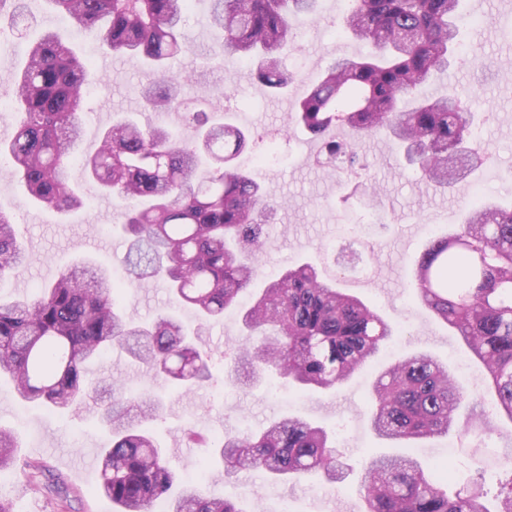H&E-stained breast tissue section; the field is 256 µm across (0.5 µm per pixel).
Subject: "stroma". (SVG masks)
Segmentation results:
<instances>
[{"mask_svg": "<svg viewBox=\"0 0 512 512\" xmlns=\"http://www.w3.org/2000/svg\"><path fill=\"white\" fill-rule=\"evenodd\" d=\"M206 7L205 0H193L186 22L190 48L170 61L169 70L192 80L193 92L209 97L226 122L249 131L251 155L272 149L279 155L277 164L258 172L275 207L274 221L266 227L265 277L297 262L311 263L324 277L335 279L338 288L360 297L394 323L399 334L388 344L379 366L363 368L329 392L288 389L272 370L252 388L230 382L225 369L241 329L235 310L203 330L200 341L211 354L213 378L201 387L185 392L154 379L145 365L130 361L117 346L88 365L89 378H115L132 392L161 396L163 408L151 430L179 478L200 475L205 494L253 500L261 512H277L285 502L295 512H363L362 465L382 455L412 456L430 473L442 462L444 452H451L448 487L459 488L474 473L459 437L380 440L370 428V397L380 366L425 350L455 371L468 403L485 407L487 420L499 430L498 442L512 441V425L490 410V400L481 389L482 366L471 361L459 337L422 307L413 293L417 262L427 241L458 228L460 213L468 208L477 184L497 173L498 181L487 188V197L512 198V12H490L479 0H464L467 28H483L489 39L477 42L464 37L465 48L453 70L424 89L428 96H443L452 89L469 99L479 143L488 156L475 174L442 192L408 164L400 144L382 134L356 143L360 163L351 169L335 171L318 164L323 142L297 124L293 95L271 94L250 77V63L228 59L223 67H216L221 39L208 24ZM11 10L8 4L0 7V42L6 45L0 52V139L9 138L16 124L12 107L16 70L41 34L60 31L81 46L92 67L99 68L103 55L95 41L55 13L46 0H27V19L18 25L11 20ZM341 18L337 0H320L318 20L297 27L284 65L298 85L315 80L334 58L364 52L362 42L342 37ZM153 79L138 58L116 54L109 69L102 70L99 83L88 90L83 133L69 169L71 183L83 189L82 208L66 216L33 208L22 187L0 168V210L13 214L18 241L31 255L28 265L0 281V295L32 293L78 259L110 271L124 269L127 242L120 226L124 202L88 182L82 161L97 151L112 120L126 113L135 114L142 125L161 126L193 140L195 131L183 113L146 108L140 91ZM350 234L374 248L369 273L362 279L343 270L332 249ZM122 305L134 319L146 322L170 309L172 301L165 285L152 281L126 290ZM97 412L92 399L65 416L24 406L14 397L10 382L0 380V428L16 435L19 461L31 464L29 470H14L0 482V497L10 502L14 512H29L34 504L42 512H112L111 500L97 489V467L88 458L91 449L108 445ZM279 416L300 417L328 431L346 468L342 484L332 488L318 476L276 481L252 469L228 477L222 465L210 460L207 449L189 446L183 437L188 428L213 437L257 430ZM58 480L65 484L67 497L54 492L52 485Z\"/></svg>", "mask_w": 512, "mask_h": 512, "instance_id": "obj_1", "label": "stroma"}]
</instances>
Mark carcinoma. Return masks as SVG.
Wrapping results in <instances>:
<instances>
[{
  "label": "carcinoma",
  "mask_w": 512,
  "mask_h": 512,
  "mask_svg": "<svg viewBox=\"0 0 512 512\" xmlns=\"http://www.w3.org/2000/svg\"><path fill=\"white\" fill-rule=\"evenodd\" d=\"M77 27L113 53L139 57L156 75L145 95L156 112L180 108L186 82L168 62L188 49L184 30L189 0H48ZM211 26L224 35V54L257 62L256 78L276 93L293 77L282 54L298 22H312L320 0H209ZM463 0H349L342 33L371 47L365 57L338 58L295 102L297 119L313 136L336 125L362 140L387 133L404 144L410 163L446 187L480 166L485 154L472 137L473 115L454 92L433 99L421 88L451 65ZM95 70L53 32L31 46L18 73L17 131L0 142L8 174L32 205L68 215L83 205L67 169L81 136L83 92ZM191 142L161 127L123 115L83 161L89 181L129 202L122 230L129 240L127 284L160 279L177 304L190 306L200 325L216 322L260 275L266 195L250 171L234 164L246 133L186 113ZM351 142L328 141L324 163L353 166ZM29 255L17 241L9 214L0 211V280ZM417 296L456 331L485 368L486 389L500 419L512 424V205L487 199L467 209L458 232L429 240L418 260ZM111 275L80 261L32 298L0 300V378L16 398L59 413L101 395L100 422L112 444L100 451L99 491L119 512L246 511L238 501L210 498L180 483L145 423L159 416V401L118 389L107 380L90 388L86 365L118 345L185 390L209 380L211 356L172 311L148 323L128 316ZM246 335L232 355L234 380L255 382L269 368L299 390H333L375 361L398 335L361 299L323 279L305 262L288 268L253 294L242 315ZM466 392L448 365L419 352L382 370L373 388L371 425L391 441L430 439L457 432L491 438L484 411L466 421L457 411ZM190 444L212 448L224 473L262 469L272 479L319 474L336 482V448L328 432L307 420L276 418L258 435L209 437L192 429ZM16 437L0 429V472L16 469ZM475 476L450 491L426 475L417 460L392 455L364 465L359 493L366 512H512V448L476 445ZM505 469L496 507L487 506L484 475Z\"/></svg>",
  "instance_id": "cac0c4a2"
}]
</instances>
